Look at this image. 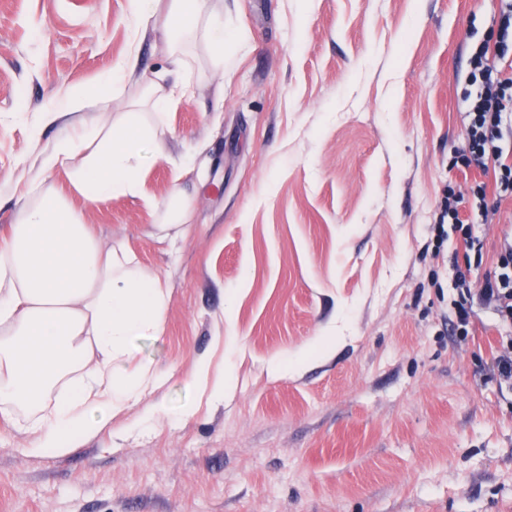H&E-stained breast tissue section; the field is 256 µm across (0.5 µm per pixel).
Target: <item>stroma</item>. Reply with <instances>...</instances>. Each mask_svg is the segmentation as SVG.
Here are the masks:
<instances>
[{
	"label": "stroma",
	"instance_id": "obj_1",
	"mask_svg": "<svg viewBox=\"0 0 512 512\" xmlns=\"http://www.w3.org/2000/svg\"><path fill=\"white\" fill-rule=\"evenodd\" d=\"M224 65L179 42L198 82L172 110L148 198L76 200L102 244L124 242L169 290L165 331L135 342L166 373L108 431L53 458L22 454L0 419V512H512V390L497 375L496 317L474 306L455 336L453 249L434 224L449 191L468 217L483 182L464 168L469 58L495 42L500 0H209ZM128 0H0V225L21 160L64 134L31 122L70 87H102L139 45ZM196 222L151 232L185 154ZM481 225L497 260L512 201ZM234 344L219 342V335ZM304 354L269 375L275 358ZM233 371L223 402L198 361ZM188 421L136 428L143 408Z\"/></svg>",
	"mask_w": 512,
	"mask_h": 512
}]
</instances>
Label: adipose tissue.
<instances>
[{"label":"adipose tissue","mask_w":512,"mask_h":512,"mask_svg":"<svg viewBox=\"0 0 512 512\" xmlns=\"http://www.w3.org/2000/svg\"><path fill=\"white\" fill-rule=\"evenodd\" d=\"M128 21L151 23L167 42L176 29L194 34L224 63V26L205 0H130ZM192 86L182 54L170 52L168 69L150 75L132 50L103 89H68L39 117L66 134L37 158L38 176L19 182V206L0 226V418L27 434L26 455L81 447L164 381L136 362L133 341L163 332L169 292L126 243L103 246L74 200L142 193L143 148L167 157L174 132L163 112ZM127 90L147 111L110 112L113 95ZM88 107L108 122L87 124L79 113ZM194 214V194L174 187L153 207L159 239L185 237Z\"/></svg>","instance_id":"obj_1"}]
</instances>
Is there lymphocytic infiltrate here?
<instances>
[{
    "mask_svg": "<svg viewBox=\"0 0 512 512\" xmlns=\"http://www.w3.org/2000/svg\"><path fill=\"white\" fill-rule=\"evenodd\" d=\"M469 65L465 163L484 172L497 168L499 197L512 196V0H506L501 11L496 42L477 48ZM452 286L459 294L453 331L467 333L474 304L499 314L498 331L505 346L498 357V372L512 385V227L503 231L492 269L476 275L455 271Z\"/></svg>",
    "mask_w": 512,
    "mask_h": 512,
    "instance_id": "lymphocytic-infiltrate-1",
    "label": "lymphocytic infiltrate"
}]
</instances>
